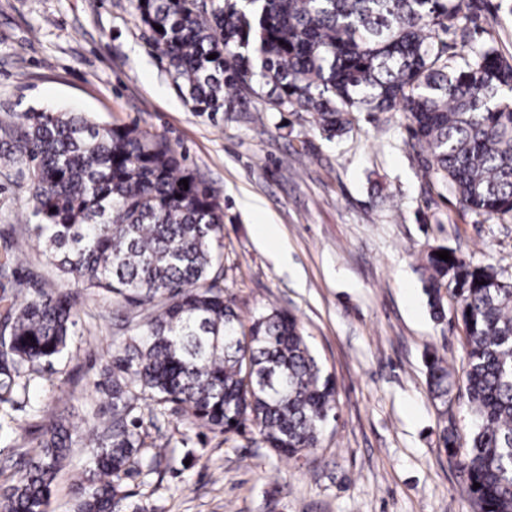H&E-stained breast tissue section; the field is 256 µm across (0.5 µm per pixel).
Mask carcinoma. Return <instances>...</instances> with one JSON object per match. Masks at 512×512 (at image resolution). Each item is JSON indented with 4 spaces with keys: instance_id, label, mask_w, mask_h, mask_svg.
Here are the masks:
<instances>
[{
    "instance_id": "carcinoma-1",
    "label": "carcinoma",
    "mask_w": 512,
    "mask_h": 512,
    "mask_svg": "<svg viewBox=\"0 0 512 512\" xmlns=\"http://www.w3.org/2000/svg\"><path fill=\"white\" fill-rule=\"evenodd\" d=\"M135 10L193 111L230 109L258 76L270 110L306 113L327 139L355 112H400L426 176L477 216H512V62L492 34L470 40L466 0H135ZM0 166L30 179L32 234L61 276L142 317L107 368L111 424L94 421L81 436L87 462L72 512H146L128 482L157 472L164 449L144 447L140 429L168 405L211 432L249 426L288 460L319 447L336 417L331 376L295 316L271 308L242 321L220 286L224 211L165 137L31 109L0 124ZM443 250L423 253L424 290L439 320L441 288H451L466 366L459 382L430 353L428 392L444 415L464 394L476 423L463 443L450 419L439 440L473 512H512V278L453 250L444 261ZM4 251L0 413L65 352L77 322L69 294L20 277L22 249ZM71 443L69 427L53 423L0 512H47Z\"/></svg>"
}]
</instances>
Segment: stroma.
I'll list each match as a JSON object with an SVG mask.
<instances>
[{
  "mask_svg": "<svg viewBox=\"0 0 512 512\" xmlns=\"http://www.w3.org/2000/svg\"><path fill=\"white\" fill-rule=\"evenodd\" d=\"M477 4L478 27L512 56V0ZM267 92L257 86L228 112L192 111L134 0H0V122L37 108L165 136L224 210L223 283L241 317L295 315L336 386L337 419L297 462L167 408L142 436L172 462L131 481L132 500L149 512H471L439 444L425 363L434 351L461 368L465 332L452 297L434 319L421 256L444 245L511 276L512 220L476 216L429 186L401 113H356L329 141L307 118L269 111ZM30 193L0 169V245L30 235ZM258 224L275 225L289 266L259 246ZM71 294L79 318L66 355L39 367L0 420V492L53 421L80 433L92 415L110 416L95 383L124 338L122 315L110 293ZM85 457L73 445L48 512H70Z\"/></svg>",
  "mask_w": 512,
  "mask_h": 512,
  "instance_id": "1",
  "label": "stroma"
}]
</instances>
